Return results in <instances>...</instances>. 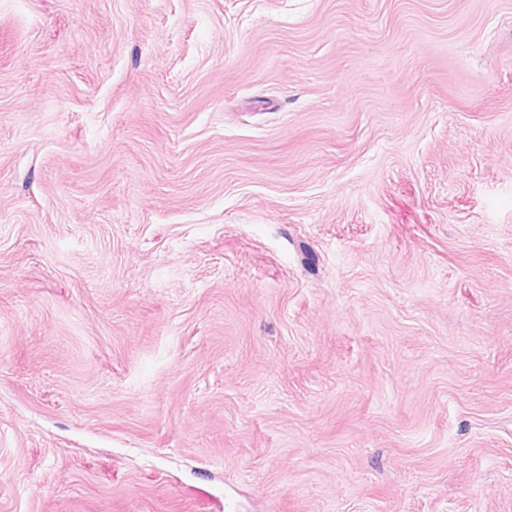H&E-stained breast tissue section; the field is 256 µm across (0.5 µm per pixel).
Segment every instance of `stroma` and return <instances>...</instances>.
Returning <instances> with one entry per match:
<instances>
[{
  "label": "stroma",
  "instance_id": "1",
  "mask_svg": "<svg viewBox=\"0 0 512 512\" xmlns=\"http://www.w3.org/2000/svg\"><path fill=\"white\" fill-rule=\"evenodd\" d=\"M512 512V0H0V512Z\"/></svg>",
  "mask_w": 512,
  "mask_h": 512
}]
</instances>
